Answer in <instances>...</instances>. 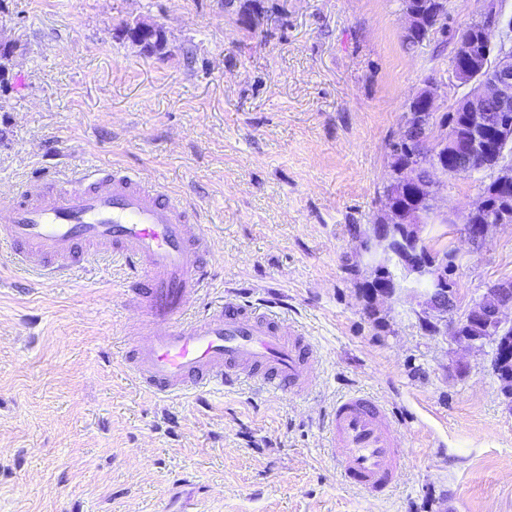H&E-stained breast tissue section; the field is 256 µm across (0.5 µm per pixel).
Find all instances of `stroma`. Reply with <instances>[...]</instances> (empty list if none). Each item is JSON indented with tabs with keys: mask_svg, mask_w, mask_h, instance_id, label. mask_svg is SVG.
Wrapping results in <instances>:
<instances>
[{
	"mask_svg": "<svg viewBox=\"0 0 512 512\" xmlns=\"http://www.w3.org/2000/svg\"><path fill=\"white\" fill-rule=\"evenodd\" d=\"M252 33L221 0H0L17 49L0 83V190L49 159L140 171L197 207L216 253L199 306L277 295L323 363L306 397L216 390L159 400L121 365L123 273L94 259L39 282L0 245V512H512V403L491 345L464 351L401 290L374 321L346 266L383 205L390 150L426 77L439 111L462 93L447 38L403 42L401 0H273ZM167 29L147 56L120 22ZM195 60L187 62L184 52ZM486 173L441 177L421 232L453 256L461 307L512 280V225L474 249L463 215ZM363 392L392 414L396 489L345 486L325 413Z\"/></svg>",
	"mask_w": 512,
	"mask_h": 512,
	"instance_id": "1",
	"label": "stroma"
}]
</instances>
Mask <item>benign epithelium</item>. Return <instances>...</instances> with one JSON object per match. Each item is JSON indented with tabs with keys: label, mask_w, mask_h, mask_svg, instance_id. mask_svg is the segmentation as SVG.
I'll return each mask as SVG.
<instances>
[{
	"label": "benign epithelium",
	"mask_w": 512,
	"mask_h": 512,
	"mask_svg": "<svg viewBox=\"0 0 512 512\" xmlns=\"http://www.w3.org/2000/svg\"><path fill=\"white\" fill-rule=\"evenodd\" d=\"M483 20L479 24V42L485 55L492 57L489 71H454L453 78L459 87L468 88V92L457 102L456 108L470 113L472 135L464 157L457 156V144L453 136H448L444 144L448 151L440 155H426L402 171L401 178L415 182L422 173L435 168L451 177H465L483 169L484 164L473 166L482 159L485 152L484 131L490 126L485 119V109L494 105L500 113L494 130V138L499 145L512 144V40L504 33L497 0H483ZM439 16L421 13L412 8L405 10V32L411 33L425 29ZM425 110L407 114L402 126L400 139L409 138L410 132L420 130L430 135V127L423 120L429 112L439 107L438 84L429 83L423 95ZM491 180L501 193L502 204L494 211L487 206L485 195L479 194L467 214L482 212L485 222L468 226L464 234L467 240L481 246L486 243L491 231L512 224V163L500 162L491 169ZM386 220L383 224L372 225L371 238L385 243L384 259L376 264L366 265L365 280L374 281L389 273V263L395 262L403 270L405 277L412 278L425 285L419 294L420 318L429 323L447 340L467 350H478L491 342L507 346L512 343V281L506 280L488 288L482 297L470 305L464 313L459 309L458 291L455 282L448 278V263L445 258L429 259L425 254V240L420 230L414 226L401 225L397 210L387 206ZM396 294V289L379 287L369 299V309L377 310L388 303Z\"/></svg>",
	"instance_id": "7a95c632"
}]
</instances>
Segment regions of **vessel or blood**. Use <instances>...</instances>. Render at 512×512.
Listing matches in <instances>:
<instances>
[{"instance_id": "b4317fda", "label": "vessel or blood", "mask_w": 512, "mask_h": 512, "mask_svg": "<svg viewBox=\"0 0 512 512\" xmlns=\"http://www.w3.org/2000/svg\"><path fill=\"white\" fill-rule=\"evenodd\" d=\"M0 244L21 270L47 277L107 257L124 273L139 309L125 364L137 387L159 397L255 385L311 394L322 356L307 330L279 313L229 295L205 310L213 241L194 208L157 183L118 167L66 175L47 168L0 196ZM325 445L349 487L375 498L392 491L403 450L387 409L350 393L330 407Z\"/></svg>"}]
</instances>
